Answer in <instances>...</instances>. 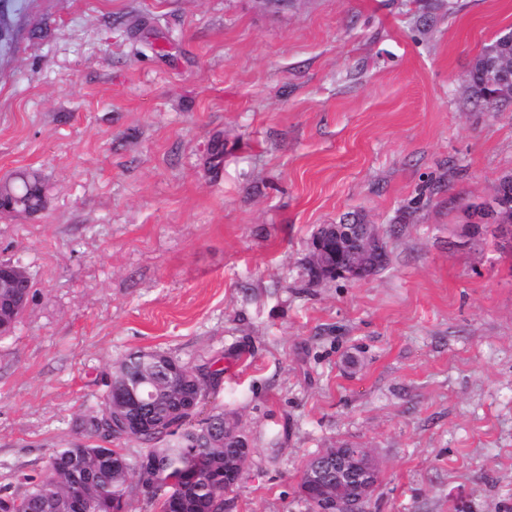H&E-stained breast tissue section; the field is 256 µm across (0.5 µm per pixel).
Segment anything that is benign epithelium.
Wrapping results in <instances>:
<instances>
[{
  "mask_svg": "<svg viewBox=\"0 0 512 512\" xmlns=\"http://www.w3.org/2000/svg\"><path fill=\"white\" fill-rule=\"evenodd\" d=\"M313 275L323 281L343 278H368L369 264L385 258L387 248L375 224L343 222L325 225V233L312 240ZM30 279L23 267L0 262V335H8L14 322L6 316L26 308ZM128 405L137 410L152 400V392L142 383L125 387L122 393ZM331 464L307 475L305 494L314 512H368L371 492L376 484L378 464L358 454L338 452Z\"/></svg>",
  "mask_w": 512,
  "mask_h": 512,
  "instance_id": "7a95c632",
  "label": "benign epithelium"
}]
</instances>
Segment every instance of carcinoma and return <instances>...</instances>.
<instances>
[{"mask_svg":"<svg viewBox=\"0 0 512 512\" xmlns=\"http://www.w3.org/2000/svg\"><path fill=\"white\" fill-rule=\"evenodd\" d=\"M499 55L503 78L512 79V55L495 40L480 57ZM472 94L488 107L504 99L490 96L484 72L472 68L468 78ZM16 206L35 211L42 199L38 190L23 183L16 193ZM215 369L206 374L170 355L136 350L115 365L100 409L82 421L94 442L72 443L58 448L47 463L48 475L36 482L0 492V512H127L128 498L135 489L150 495L157 512H224L225 442L241 448L253 447V439L234 415L213 410L201 417L209 398L210 380L220 376ZM141 378L158 382L157 395L146 408L149 425L133 437L120 424L124 414L121 392L126 383ZM181 396L196 399L194 410L172 422V403ZM134 439L148 445L153 469L140 470L138 457H129L112 447V441ZM359 444L339 441L323 448L310 459L306 469L338 448L356 449Z\"/></svg>","mask_w":512,"mask_h":512,"instance_id":"1","label":"carcinoma"}]
</instances>
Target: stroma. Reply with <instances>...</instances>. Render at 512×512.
<instances>
[{
	"label": "stroma",
	"mask_w": 512,
	"mask_h": 512,
	"mask_svg": "<svg viewBox=\"0 0 512 512\" xmlns=\"http://www.w3.org/2000/svg\"><path fill=\"white\" fill-rule=\"evenodd\" d=\"M0 29V261L31 300L0 335V488L86 440L119 358L222 371L254 437L225 512H309L350 440L370 512H512V253L464 204L512 173V102L467 76L512 0H10ZM388 264L310 283L324 224ZM468 84L469 89L472 94L480 101H482L488 107H497L500 103L509 102L511 100L502 99L498 96L497 88L491 87L488 84V81L485 78L484 72L475 68V64L471 69L468 76ZM495 91L497 93L496 97H490L489 94Z\"/></svg>",
	"instance_id": "stroma-1"
}]
</instances>
